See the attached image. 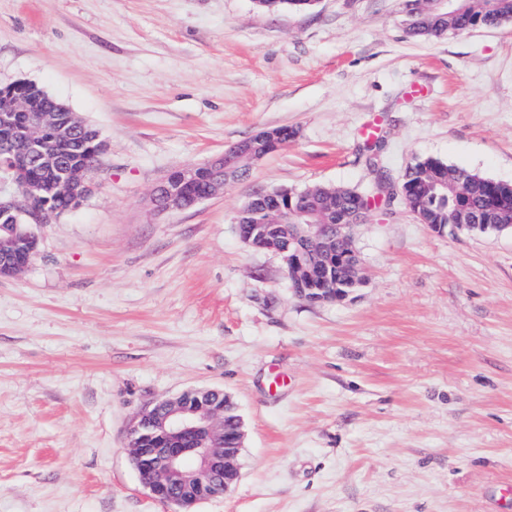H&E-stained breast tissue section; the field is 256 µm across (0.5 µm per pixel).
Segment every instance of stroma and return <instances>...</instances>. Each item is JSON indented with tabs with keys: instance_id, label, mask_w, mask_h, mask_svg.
I'll list each match as a JSON object with an SVG mask.
<instances>
[{
	"instance_id": "stroma-1",
	"label": "stroma",
	"mask_w": 512,
	"mask_h": 512,
	"mask_svg": "<svg viewBox=\"0 0 512 512\" xmlns=\"http://www.w3.org/2000/svg\"><path fill=\"white\" fill-rule=\"evenodd\" d=\"M98 130L96 191L0 278V512H173L137 417L232 397L240 478L194 512H512V230L437 233L402 201L353 229L364 284L297 298L247 246L258 191L365 188L427 158L512 183V23L417 39L401 0H0V87ZM296 136L224 193L151 192L262 128Z\"/></svg>"
}]
</instances>
